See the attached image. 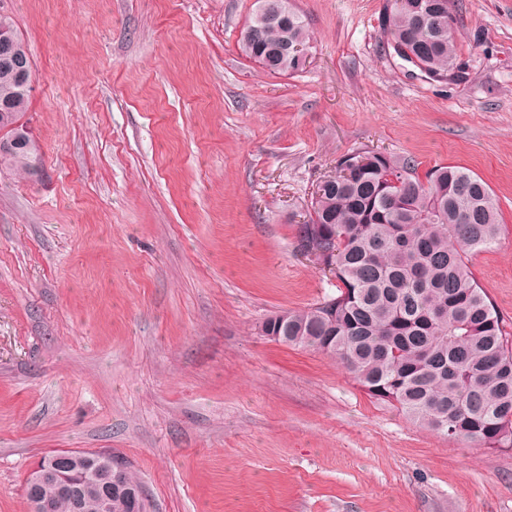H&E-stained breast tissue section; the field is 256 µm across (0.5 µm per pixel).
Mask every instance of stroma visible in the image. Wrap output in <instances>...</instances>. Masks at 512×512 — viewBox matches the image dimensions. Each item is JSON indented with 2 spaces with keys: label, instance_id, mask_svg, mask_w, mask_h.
<instances>
[{
  "label": "stroma",
  "instance_id": "35a3bbf8",
  "mask_svg": "<svg viewBox=\"0 0 512 512\" xmlns=\"http://www.w3.org/2000/svg\"><path fill=\"white\" fill-rule=\"evenodd\" d=\"M292 3L312 41L288 76L240 52L256 0H0L41 150L0 167V512H29L57 449L124 457L153 512H512V447L260 331L337 296L296 226L381 148L490 186L499 240L471 265L512 333V0H457L460 83L385 53L384 0ZM37 155L38 148L35 144L31 151L17 153L6 158L0 157V165L4 164L26 174H34L37 170L35 166Z\"/></svg>",
  "mask_w": 512,
  "mask_h": 512
}]
</instances>
